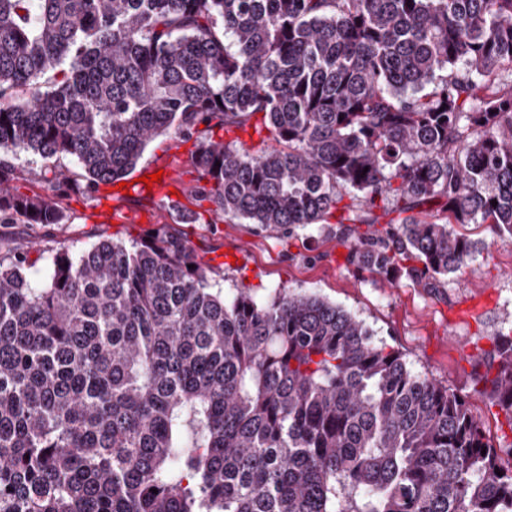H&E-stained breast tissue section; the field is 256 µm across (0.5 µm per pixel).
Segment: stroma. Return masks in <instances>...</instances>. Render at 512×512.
<instances>
[{
  "label": "stroma",
  "mask_w": 512,
  "mask_h": 512,
  "mask_svg": "<svg viewBox=\"0 0 512 512\" xmlns=\"http://www.w3.org/2000/svg\"><path fill=\"white\" fill-rule=\"evenodd\" d=\"M192 149V142L171 135L155 138L134 175L162 172L160 188L130 195L112 185L92 195L68 191L60 199L67 223L1 225L0 253L25 254L26 274L38 282L47 256L59 248L78 252L106 239L127 243L175 223L179 209L200 213L199 221L182 230L212 267V288H247L259 298L287 288L344 307L375 339L402 351L413 372L466 396L491 444L512 442V428L489 388L476 381L493 338L512 336V237L496 235L489 224L459 226L478 249L464 271L448 276L431 296L407 269L373 273L349 262V244L334 223L281 240L243 221L211 223L210 202L193 194L199 173L191 163Z\"/></svg>",
  "instance_id": "stroma-1"
}]
</instances>
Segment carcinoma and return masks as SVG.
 Masks as SVG:
<instances>
[{
    "label": "carcinoma",
    "mask_w": 512,
    "mask_h": 512,
    "mask_svg": "<svg viewBox=\"0 0 512 512\" xmlns=\"http://www.w3.org/2000/svg\"><path fill=\"white\" fill-rule=\"evenodd\" d=\"M503 70L512 0H0V223H66L64 161L93 192L172 132L217 217L334 218L435 290L476 251L452 225L512 236ZM22 152L47 194L11 191ZM26 264L0 254V512H512V443L341 306L214 290L169 225ZM489 357L512 428V337Z\"/></svg>",
    "instance_id": "obj_1"
}]
</instances>
